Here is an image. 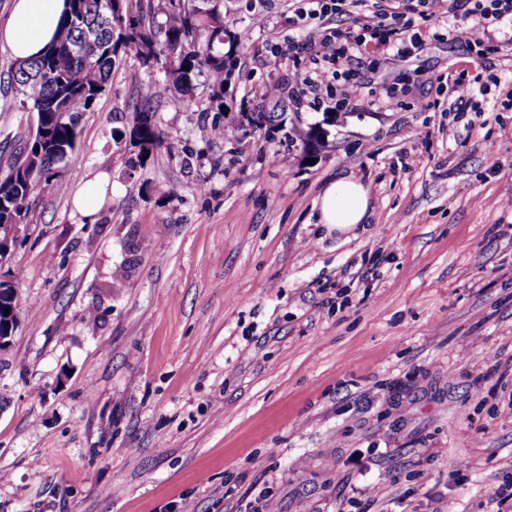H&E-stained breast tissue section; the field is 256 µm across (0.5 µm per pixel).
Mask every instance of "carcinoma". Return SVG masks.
<instances>
[{
  "mask_svg": "<svg viewBox=\"0 0 512 512\" xmlns=\"http://www.w3.org/2000/svg\"><path fill=\"white\" fill-rule=\"evenodd\" d=\"M164 40L157 38L143 0H66L57 34L34 60H18L11 82L22 109L34 113L42 139L25 138L0 173V224L28 220L31 197L41 183L63 187L60 168L78 158L80 114L92 109L107 86L112 68L133 54L150 70L163 69L173 85L188 93L201 73L210 79L211 103L224 108V81L243 48V34L224 21V0H168ZM208 33L204 42L199 31ZM141 104L133 113L129 140L148 156L160 145L154 121L152 87L140 86ZM252 124L284 127V113L252 112ZM42 153L36 169L20 172L26 152Z\"/></svg>",
  "mask_w": 512,
  "mask_h": 512,
  "instance_id": "1",
  "label": "carcinoma"
}]
</instances>
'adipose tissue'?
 Instances as JSON below:
<instances>
[{"instance_id": "adipose-tissue-1", "label": "adipose tissue", "mask_w": 512, "mask_h": 512, "mask_svg": "<svg viewBox=\"0 0 512 512\" xmlns=\"http://www.w3.org/2000/svg\"><path fill=\"white\" fill-rule=\"evenodd\" d=\"M65 0H13L0 42L12 55L25 60L40 54L53 40ZM317 220L339 233L366 222L370 210L369 189L362 182L343 177L330 182L316 203Z\"/></svg>"}]
</instances>
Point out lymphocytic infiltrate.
<instances>
[{"label": "lymphocytic infiltrate", "instance_id": "lymphocytic-infiltrate-1", "mask_svg": "<svg viewBox=\"0 0 512 512\" xmlns=\"http://www.w3.org/2000/svg\"><path fill=\"white\" fill-rule=\"evenodd\" d=\"M303 7L294 11V36L289 38L284 56L294 59L310 53L311 68L304 82L312 86L318 82L325 67L341 72L345 81L339 89L340 96L352 98L356 92L350 64L355 55L366 52L380 53L399 60L423 43V21L444 17L457 11L458 0H414L411 15L403 23L392 24L386 13L376 6V0H357L362 11L357 21L355 36L343 37L333 28L325 27V18L342 13L347 0H303ZM466 11L470 23L454 28L452 40L467 47L480 45L482 35L490 24L512 17V0H467Z\"/></svg>", "mask_w": 512, "mask_h": 512}]
</instances>
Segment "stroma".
<instances>
[{
  "label": "stroma",
  "mask_w": 512,
  "mask_h": 512,
  "mask_svg": "<svg viewBox=\"0 0 512 512\" xmlns=\"http://www.w3.org/2000/svg\"><path fill=\"white\" fill-rule=\"evenodd\" d=\"M224 13L252 43L223 110L206 76L182 103L126 56L64 187L34 194L5 263L0 512H491L512 484V26L483 36L499 89L458 113L448 80L478 62L457 17L424 22L405 61L361 55L342 103L341 77L308 88L307 58L272 57L292 0ZM13 61L0 44V147L31 121ZM143 82L161 140L144 160L114 138ZM283 104L292 134L240 121ZM342 176L372 205L347 234L315 212ZM96 179L87 216L74 193Z\"/></svg>",
  "instance_id": "obj_1"
}]
</instances>
